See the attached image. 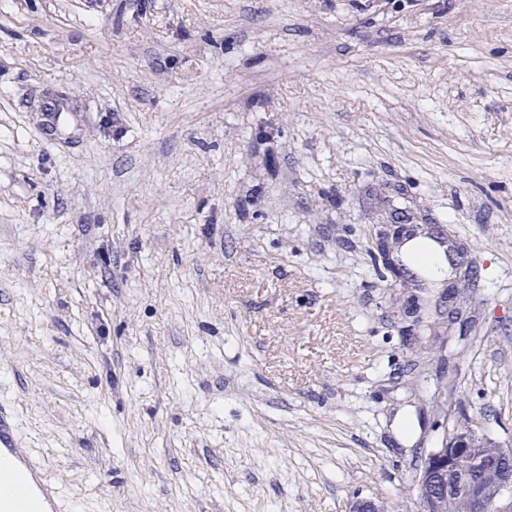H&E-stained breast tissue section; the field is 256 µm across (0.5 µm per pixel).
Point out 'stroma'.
Wrapping results in <instances>:
<instances>
[{"label":"stroma","instance_id":"stroma-1","mask_svg":"<svg viewBox=\"0 0 512 512\" xmlns=\"http://www.w3.org/2000/svg\"><path fill=\"white\" fill-rule=\"evenodd\" d=\"M399 217L469 249L449 342ZM0 402L55 512H404L512 446V0H0ZM402 222H395L394 224H383L379 230L377 248L379 246L385 248L389 253V257L397 251V245L402 242V239L409 234L424 232L433 228L435 225L431 224H400ZM385 244L387 247H384ZM380 253V251H379ZM381 254V253H380ZM511 451L503 445L491 442L471 427L465 426L447 431L440 448H433L420 456L414 468L411 486L413 489L411 512L441 511V502L451 504L460 498L453 512H470L471 502L476 512H511L512 495L505 500L503 492L512 489ZM460 457L470 458L474 469L460 473L456 462ZM467 458L458 461L459 468L471 469ZM489 475L496 478L497 489L490 496L486 488ZM468 501H467V500Z\"/></svg>","mask_w":512,"mask_h":512}]
</instances>
